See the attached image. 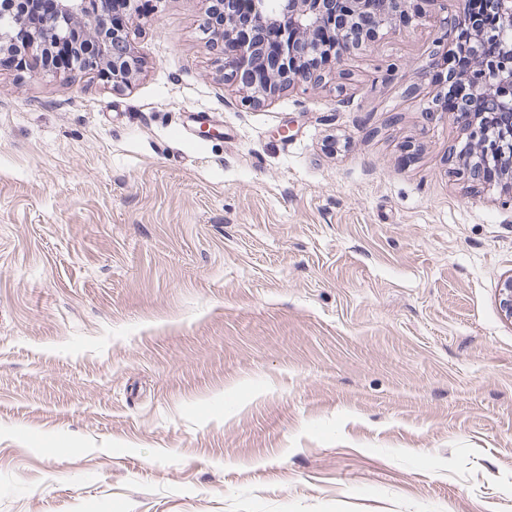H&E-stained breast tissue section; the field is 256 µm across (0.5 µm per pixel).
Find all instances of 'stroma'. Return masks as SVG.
I'll return each instance as SVG.
<instances>
[{
  "instance_id": "1",
  "label": "stroma",
  "mask_w": 512,
  "mask_h": 512,
  "mask_svg": "<svg viewBox=\"0 0 512 512\" xmlns=\"http://www.w3.org/2000/svg\"><path fill=\"white\" fill-rule=\"evenodd\" d=\"M207 8L126 88L0 67V512H512V196L443 28L253 106Z\"/></svg>"
}]
</instances>
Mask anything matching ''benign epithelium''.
<instances>
[{
  "label": "benign epithelium",
  "mask_w": 512,
  "mask_h": 512,
  "mask_svg": "<svg viewBox=\"0 0 512 512\" xmlns=\"http://www.w3.org/2000/svg\"><path fill=\"white\" fill-rule=\"evenodd\" d=\"M141 0H54L53 13L33 21L16 8L17 0H0V55L12 56L13 66L25 71L47 69L50 44L65 42L74 49L75 67L93 72L112 88L131 85L144 67L129 37V24L141 11ZM203 32L224 42V80L235 86L243 101L260 105L286 89L322 80V70L344 60V54L370 47L382 32L407 23L417 0H383V9L370 10V0H210ZM452 36L469 38L473 59L462 74L448 69V83L469 82L484 96L490 123L471 120L462 106L455 117L468 132L460 152L470 179L487 187L483 171L504 165L512 185V0H483V15L469 12L468 0L445 14V0H426ZM499 46L496 55L484 53L488 38ZM498 305L512 322V273L499 288Z\"/></svg>",
  "instance_id": "benign-epithelium-1"
}]
</instances>
